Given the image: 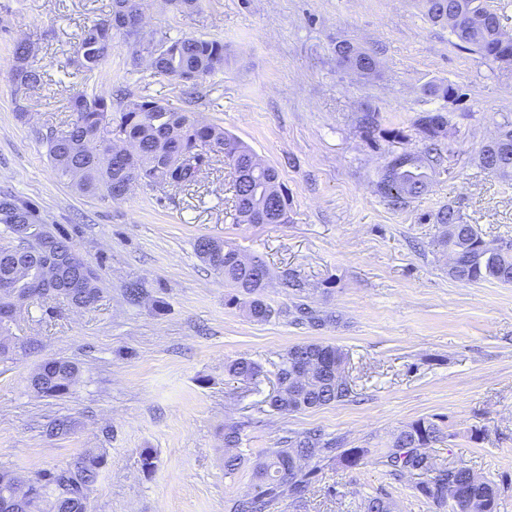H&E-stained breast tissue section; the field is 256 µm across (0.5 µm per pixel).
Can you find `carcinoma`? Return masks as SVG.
<instances>
[{
    "label": "carcinoma",
    "mask_w": 512,
    "mask_h": 512,
    "mask_svg": "<svg viewBox=\"0 0 512 512\" xmlns=\"http://www.w3.org/2000/svg\"><path fill=\"white\" fill-rule=\"evenodd\" d=\"M133 0H111L101 21L109 29L99 35L97 24L81 29L74 56L59 68L74 78L75 92L68 108L75 118L68 130L50 132L41 138L56 176L69 181L79 191L112 195V185L133 187H171L183 189L195 184L215 158L240 177L249 180L247 195L234 198L232 219L236 224H283L287 221L288 199L277 169L262 162L250 146L223 128L198 119L190 110H171L149 96L129 94L112 104V95L89 84L112 53L115 39L128 48L134 65L145 64L152 77H165L181 88L187 102H193L197 81L224 68V43L196 36H172L166 31L145 32L124 25L121 17ZM424 18L434 25L448 26V17L460 18L459 29H450L455 45L477 52L481 58L503 69L512 67V35L501 27L500 15L487 0H418ZM33 42L26 37L15 44L11 80L25 89L46 84L48 73L30 64ZM339 65L364 77L379 74L374 51L347 41L336 44ZM427 97L456 102L459 88L445 82L423 87ZM416 125L426 142L427 160L412 153L392 155L375 183L374 192L388 205L398 207L419 197L429 188V167L441 159L446 137L447 116L439 110L419 114ZM481 164L503 180H512V122L504 117L495 146L482 153ZM39 223L37 210L16 197L0 200V232L9 243L0 246V362L10 359L19 342L11 326L18 296L33 301L52 298L41 287L49 257L34 238L17 237L19 225ZM440 231L434 239L437 251L457 257L463 266L454 278L468 283L496 281L512 284V239H488L477 226L463 222L460 214L448 207L438 211ZM195 252L211 269L224 278L232 290L231 305L243 306L256 321L266 322L279 311L264 298L272 274L257 257H247L235 248L211 238L200 237ZM75 282L71 303L85 293L93 302L101 298L100 275L93 269L84 276L65 272ZM281 287L293 296L286 310L290 322L307 329H320L333 317L313 307L298 277L283 276ZM304 354L315 362L311 377L301 382L292 377L294 358ZM346 353L325 343H302L288 349L276 364V387L265 400L270 411L287 414L319 409L351 397L348 380L336 377V367L345 363ZM76 364L47 359L31 376L33 389L44 397H60L75 384ZM227 374L244 382L256 380L262 367L247 358L225 365ZM75 419L61 416L45 430L49 439L70 434ZM242 425H224V476L234 477L245 463L237 448L242 442ZM444 439L440 425L432 419H419L394 435L385 455V465L398 476L426 474L416 490L437 507L450 506L451 512H497L499 488L474 480L475 473L464 465L434 467L427 448ZM370 454L368 448H346L340 437H328L319 429L290 431L281 437L280 447L270 448L252 464L253 490L230 500L228 512H269L273 503L285 496L306 495L317 468L323 461L338 460L357 467ZM104 453L89 449L68 465L45 471L33 480L23 481L7 468H0V512H32L38 501L48 502V512H88V494L104 466ZM463 492L462 498L448 502V486ZM388 498L366 499L364 512H394Z\"/></svg>",
    "instance_id": "obj_1"
}]
</instances>
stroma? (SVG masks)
I'll list each match as a JSON object with an SVG mask.
<instances>
[{
	"label": "stroma",
	"instance_id": "35a3bbf8",
	"mask_svg": "<svg viewBox=\"0 0 512 512\" xmlns=\"http://www.w3.org/2000/svg\"><path fill=\"white\" fill-rule=\"evenodd\" d=\"M108 2L0 0V196L30 201L50 230L72 234L98 266L102 288L88 309L47 300L22 310L13 334L35 348L0 362V466L28 480L102 448L88 512H225L229 499L253 487L248 465L224 475L225 423L245 422L249 459L286 431L320 428L347 447L370 449L369 458L352 468L321 463L305 498H280L270 512H363L374 495L390 498L397 512H450L383 463L396 430L432 418L450 433L430 448L434 462L508 480L498 512H512V284L456 280L431 246L435 215L448 206L487 238H512V181L479 160L512 117V70L458 49L416 0H201L192 16L165 0H142L146 30L223 41L224 70L199 81L192 108L279 171L287 223L236 224L221 161L191 189L137 185L121 200L82 194L53 172L40 136L73 118L71 84L57 66L73 54L75 31L103 17ZM33 33V61L52 79L25 92L9 71L14 43ZM342 40L376 52L374 80L338 65ZM441 81L458 86L463 100L423 95V85ZM98 86L187 107L176 85L137 72L120 44ZM434 109L448 117L453 152L426 194L390 208L374 184L392 154L423 153L415 119ZM366 110L377 115L369 135L357 124ZM391 129L398 139L388 138ZM204 236L262 258L274 275H297L313 305L339 323L314 331L282 316L252 320L228 304L223 279L197 257L194 243ZM135 282L146 290L137 302L126 296ZM303 342L346 352L359 401L259 417L276 362ZM239 357L262 365L257 383L225 373V361ZM52 358L80 370L61 398L30 383ZM63 415L75 419L74 431L46 439L45 425ZM475 427L481 440L470 437ZM146 448L157 457L150 473L139 462Z\"/></svg>",
	"mask_w": 512,
	"mask_h": 512
}]
</instances>
